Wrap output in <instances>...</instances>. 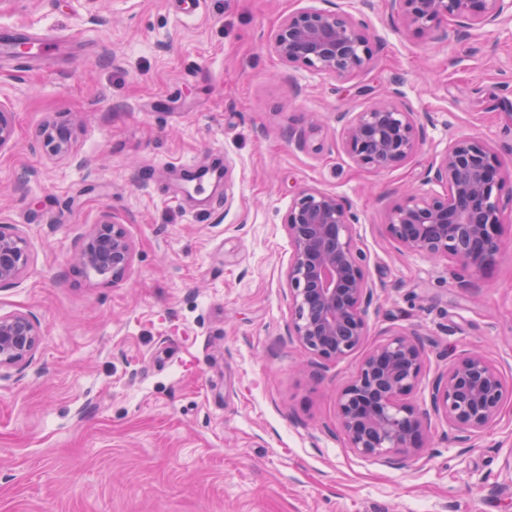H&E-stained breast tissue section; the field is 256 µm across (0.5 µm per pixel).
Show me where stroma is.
I'll return each instance as SVG.
<instances>
[{
    "label": "stroma",
    "instance_id": "stroma-1",
    "mask_svg": "<svg viewBox=\"0 0 512 512\" xmlns=\"http://www.w3.org/2000/svg\"><path fill=\"white\" fill-rule=\"evenodd\" d=\"M337 9L376 44L368 69L340 82L275 54L285 16ZM1 26L52 41L0 57L15 127L0 224L31 258L0 316L42 333L26 367L0 370V512H512V399L464 444L432 417L423 455L397 465L346 449L336 392L360 357L316 364L289 338L284 228L301 188L351 202L375 285L367 346L425 335L414 403L475 346L512 392V248L460 288L448 260L385 233L407 190L436 191L450 137H482L512 176V19L459 41L405 29L386 0H0ZM392 89L420 150L358 168L336 115ZM49 122L69 126L70 155L44 144ZM221 165L222 183L181 178ZM105 214L135 246L117 284L76 262Z\"/></svg>",
    "mask_w": 512,
    "mask_h": 512
}]
</instances>
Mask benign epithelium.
<instances>
[{
	"mask_svg": "<svg viewBox=\"0 0 512 512\" xmlns=\"http://www.w3.org/2000/svg\"><path fill=\"white\" fill-rule=\"evenodd\" d=\"M403 25L419 34L447 27L460 40L491 28L509 15L512 0H388ZM271 44L285 64L346 80L373 59L376 47L362 21L336 10H303L284 17ZM342 145L365 170H384L413 157L424 128L397 91L381 96L363 112H339ZM55 154L72 149L69 132L55 124L41 129ZM14 138L7 109L0 106V150ZM428 181L444 193L410 194L395 204L385 224L398 248L426 258L445 257L466 288L495 265L505 246L504 213L512 211V178L500 155L477 136H457L429 165ZM352 205L316 187L301 189L288 206L284 227L288 260V337L321 361H340L359 351L369 336L368 311L374 283L367 254L359 247ZM134 258L123 228L105 214L85 237L78 261L121 282ZM30 263L26 239L0 225V286L15 285ZM41 342L29 314L0 317V369L24 367ZM425 369V338L416 331L391 335L367 351L336 398L346 448L393 464L426 447L431 416H441L463 440L498 421L507 391L487 354L472 350L448 364L432 389L430 404L410 397Z\"/></svg>",
	"mask_w": 512,
	"mask_h": 512,
	"instance_id": "7a95c632",
	"label": "benign epithelium"
}]
</instances>
